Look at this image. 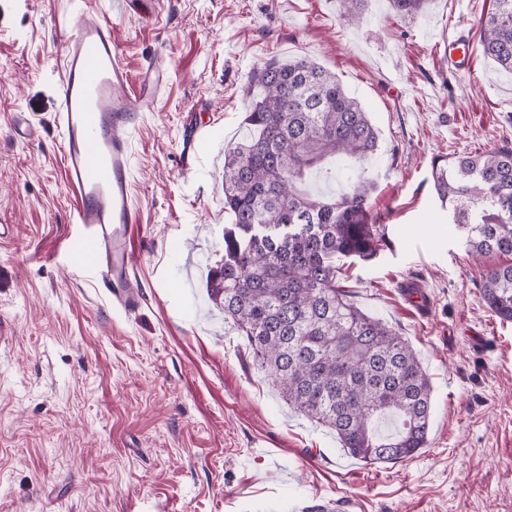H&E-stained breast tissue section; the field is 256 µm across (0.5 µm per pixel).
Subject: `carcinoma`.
I'll return each mask as SVG.
<instances>
[{
	"mask_svg": "<svg viewBox=\"0 0 512 512\" xmlns=\"http://www.w3.org/2000/svg\"><path fill=\"white\" fill-rule=\"evenodd\" d=\"M364 2L338 0L341 16L358 20ZM389 2L418 16L431 0ZM480 31L484 55L512 71V0H495ZM244 95L249 135L224 154L232 227L209 299L288 405L333 430L351 456L409 459L428 444L429 376L392 326L337 285V261L370 260L383 242L365 167L378 131L336 74L307 58L256 66ZM315 169L344 187L299 189ZM431 178L471 256H512V147L439 155ZM482 298L512 322V264L487 269Z\"/></svg>",
	"mask_w": 512,
	"mask_h": 512,
	"instance_id": "1",
	"label": "carcinoma"
}]
</instances>
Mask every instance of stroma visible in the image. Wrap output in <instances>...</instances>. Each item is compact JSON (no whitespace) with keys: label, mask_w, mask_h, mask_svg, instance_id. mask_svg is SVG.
<instances>
[{"label":"stroma","mask_w":512,"mask_h":512,"mask_svg":"<svg viewBox=\"0 0 512 512\" xmlns=\"http://www.w3.org/2000/svg\"><path fill=\"white\" fill-rule=\"evenodd\" d=\"M0 0V512H512V323L440 209L435 156L512 147V73L482 52L491 0L414 19L368 0ZM112 23L131 75L167 68L133 135L142 301L124 313L75 271L55 120L67 31ZM471 45L448 65L449 39ZM305 56L370 114L384 245L340 281L430 377L429 443L368 464L295 412L207 297L224 258V152L247 135L255 64ZM206 134L192 140L196 123Z\"/></svg>","instance_id":"35a3bbf8"}]
</instances>
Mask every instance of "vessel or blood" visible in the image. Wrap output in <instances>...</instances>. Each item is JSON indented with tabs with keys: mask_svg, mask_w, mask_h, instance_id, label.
<instances>
[{
	"mask_svg": "<svg viewBox=\"0 0 512 512\" xmlns=\"http://www.w3.org/2000/svg\"><path fill=\"white\" fill-rule=\"evenodd\" d=\"M167 71L152 62L131 78L112 26L82 16L65 39L56 117L65 175L82 233L66 249L125 313L141 304L131 230L137 221L130 128L160 97Z\"/></svg>",
	"mask_w": 512,
	"mask_h": 512,
	"instance_id": "1",
	"label": "vessel or blood"
}]
</instances>
